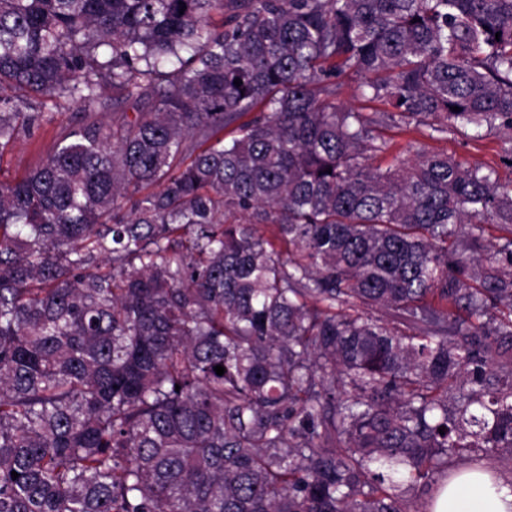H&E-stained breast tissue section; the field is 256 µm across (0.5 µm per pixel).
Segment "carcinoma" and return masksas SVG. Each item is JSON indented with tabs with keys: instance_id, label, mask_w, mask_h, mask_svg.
Here are the masks:
<instances>
[{
	"instance_id": "carcinoma-1",
	"label": "carcinoma",
	"mask_w": 512,
	"mask_h": 512,
	"mask_svg": "<svg viewBox=\"0 0 512 512\" xmlns=\"http://www.w3.org/2000/svg\"><path fill=\"white\" fill-rule=\"evenodd\" d=\"M44 98L88 112L0 180V512H412L512 464V188L374 164L512 131V0H0V157ZM355 85L356 84L353 79L346 78L342 92L336 99V104L355 109H362L363 112H373L375 110L382 111L388 108L381 103L367 102L357 97L354 93Z\"/></svg>"
}]
</instances>
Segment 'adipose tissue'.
Returning <instances> with one entry per match:
<instances>
[{"label": "adipose tissue", "instance_id": "ef3b65f1", "mask_svg": "<svg viewBox=\"0 0 512 512\" xmlns=\"http://www.w3.org/2000/svg\"><path fill=\"white\" fill-rule=\"evenodd\" d=\"M430 512H512V484L489 464L460 466L435 488Z\"/></svg>", "mask_w": 512, "mask_h": 512}]
</instances>
